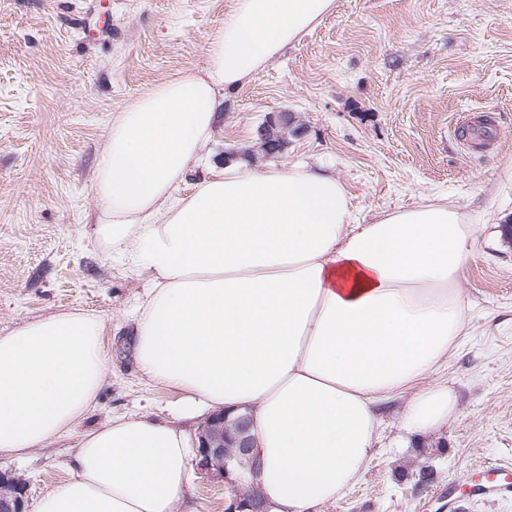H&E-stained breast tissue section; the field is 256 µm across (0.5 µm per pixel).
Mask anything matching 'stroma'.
Returning <instances> with one entry per match:
<instances>
[{
  "label": "stroma",
  "mask_w": 512,
  "mask_h": 512,
  "mask_svg": "<svg viewBox=\"0 0 512 512\" xmlns=\"http://www.w3.org/2000/svg\"><path fill=\"white\" fill-rule=\"evenodd\" d=\"M234 0H0V334L82 309L105 320L110 350L95 409L26 457L0 455L26 503L71 476L83 432L128 413L158 415L178 391L135 359L134 309L152 275L92 244L93 184L116 112L151 88L202 70ZM291 112L304 136L275 158L253 131ZM257 165L324 164L348 188L359 223L445 200L486 216L461 292L456 348L429 378L458 397L442 433L401 427L403 400L381 409L377 454L320 512H448L438 489L512 462V0H335L299 43L226 91L208 146ZM174 512H224L223 481L193 474Z\"/></svg>",
  "instance_id": "stroma-1"
}]
</instances>
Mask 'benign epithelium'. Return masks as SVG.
<instances>
[{
    "mask_svg": "<svg viewBox=\"0 0 512 512\" xmlns=\"http://www.w3.org/2000/svg\"><path fill=\"white\" fill-rule=\"evenodd\" d=\"M292 114L281 111L267 117L255 128V137L264 140L269 130L282 127L292 130L294 137L304 134L293 128ZM253 438L248 417L237 416L233 422L217 414L201 425L197 436L196 466L200 473L225 481L232 500L225 512H266L264 502L252 488L259 461L253 455ZM25 484L17 477L0 472V512H25Z\"/></svg>",
    "mask_w": 512,
    "mask_h": 512,
    "instance_id": "7a95c632",
    "label": "benign epithelium"
}]
</instances>
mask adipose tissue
I'll return each mask as SVG.
<instances>
[{
    "mask_svg": "<svg viewBox=\"0 0 512 512\" xmlns=\"http://www.w3.org/2000/svg\"><path fill=\"white\" fill-rule=\"evenodd\" d=\"M334 0H234L202 71L113 117L93 190L94 240L152 273L135 353L181 391L169 416H116L85 432L72 476L33 512H173L190 484L181 423L248 412L268 512H319L375 454L380 407L401 395L407 434L441 432L457 396L427 377L462 333L477 226L423 203L357 223L345 184L309 164H221L181 193L226 90L298 43ZM105 321L66 310L0 336V454L21 456L96 406Z\"/></svg>",
    "mask_w": 512,
    "mask_h": 512,
    "instance_id": "obj_1",
    "label": "adipose tissue"
}]
</instances>
